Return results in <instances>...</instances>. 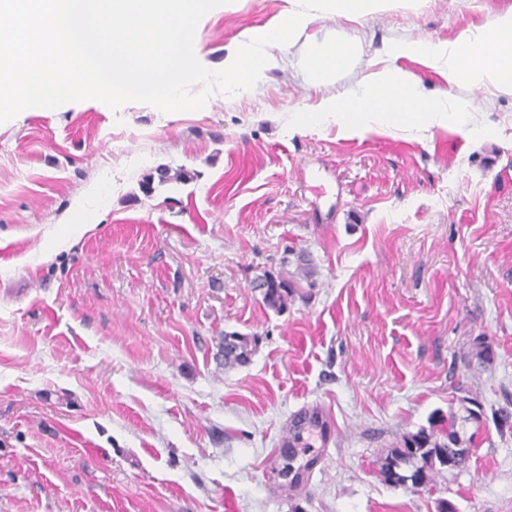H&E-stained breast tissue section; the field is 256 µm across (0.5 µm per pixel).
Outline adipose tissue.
<instances>
[{"label": "adipose tissue", "mask_w": 512, "mask_h": 512, "mask_svg": "<svg viewBox=\"0 0 512 512\" xmlns=\"http://www.w3.org/2000/svg\"><path fill=\"white\" fill-rule=\"evenodd\" d=\"M505 42H512V12L494 16L482 31L466 38L456 49L420 42L402 45L401 50L447 65L451 80L474 85L491 83L512 90V55L499 49ZM473 109L469 101L448 105L443 94L424 98L409 77L381 73L363 85L357 105L337 98L328 100L306 113L305 121L316 125L330 120L342 133L359 136L378 128H398L402 125L399 117L405 112L410 116L404 124L407 129L422 132L447 122L465 126Z\"/></svg>", "instance_id": "adipose-tissue-1"}]
</instances>
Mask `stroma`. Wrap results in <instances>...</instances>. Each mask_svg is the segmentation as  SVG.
<instances>
[{
	"instance_id": "1",
	"label": "stroma",
	"mask_w": 512,
	"mask_h": 512,
	"mask_svg": "<svg viewBox=\"0 0 512 512\" xmlns=\"http://www.w3.org/2000/svg\"><path fill=\"white\" fill-rule=\"evenodd\" d=\"M298 0H227L199 59ZM512 0L314 12L257 84L198 111L97 100L0 123V512H512V92L449 83L402 44L454 46ZM348 48L319 77V48ZM382 71L471 100L464 129L347 136L305 110ZM188 183L140 187L157 166ZM283 276V311L256 283ZM258 339L225 367L219 344ZM332 422L292 483L273 456ZM456 427L467 468L385 484L406 434Z\"/></svg>"
}]
</instances>
